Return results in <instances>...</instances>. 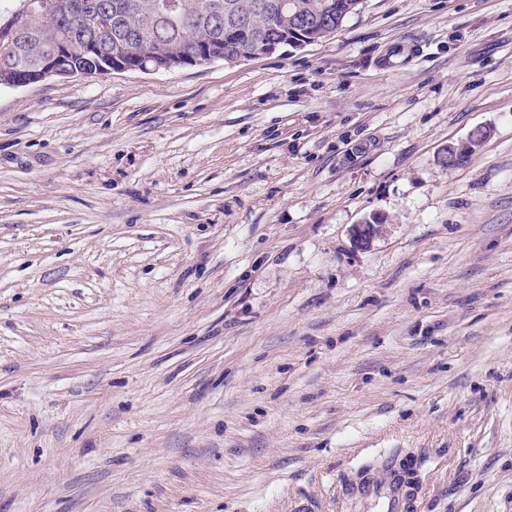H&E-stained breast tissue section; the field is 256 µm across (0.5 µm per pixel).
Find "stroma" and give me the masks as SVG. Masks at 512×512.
<instances>
[{"mask_svg":"<svg viewBox=\"0 0 512 512\" xmlns=\"http://www.w3.org/2000/svg\"><path fill=\"white\" fill-rule=\"evenodd\" d=\"M402 463L512 512V0L0 87V512H384Z\"/></svg>","mask_w":512,"mask_h":512,"instance_id":"1","label":"stroma"}]
</instances>
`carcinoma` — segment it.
Segmentation results:
<instances>
[{
  "label": "carcinoma",
  "instance_id": "obj_1",
  "mask_svg": "<svg viewBox=\"0 0 512 512\" xmlns=\"http://www.w3.org/2000/svg\"><path fill=\"white\" fill-rule=\"evenodd\" d=\"M42 2V13L30 18L15 49L0 57V86L11 85L42 54L56 50L61 37L68 34L61 25L67 11L79 26L78 33L121 43L127 64L137 67L147 48L175 55L192 50L202 57L219 44L222 60L227 63L241 56H255L265 52L264 46L274 38L286 45L288 39L296 37L301 32L294 25L297 16L310 26L323 27L320 38L324 39L361 5V0H178L189 20L188 26L180 29L177 22L154 10L157 0H101L109 6L112 25L100 30L87 18L89 5L95 0ZM91 61L84 41H73L68 64L84 68Z\"/></svg>",
  "mask_w": 512,
  "mask_h": 512
}]
</instances>
